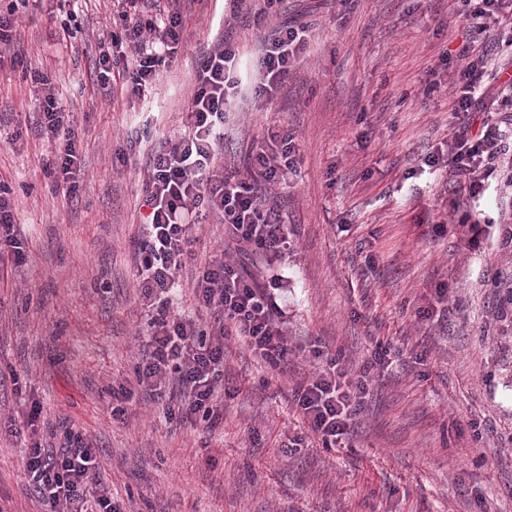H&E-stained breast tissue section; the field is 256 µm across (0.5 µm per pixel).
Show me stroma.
<instances>
[{"label":"stroma","mask_w":512,"mask_h":512,"mask_svg":"<svg viewBox=\"0 0 512 512\" xmlns=\"http://www.w3.org/2000/svg\"><path fill=\"white\" fill-rule=\"evenodd\" d=\"M112 2L68 0L69 27L57 0H42L0 50V181L27 252L0 270V512H41L26 450L60 444L63 427L93 441L124 512H512V251L494 238L465 250L443 172L418 169L451 132L457 51L471 35L459 0H289L288 18L310 25L307 52L275 97L248 87L233 102L218 162L244 171L268 130L294 136L297 170L277 190L295 239L282 259L293 351L280 371L228 343L235 392L212 431L167 422L165 399L134 388L148 316L131 249L146 160L184 130L224 0H179L188 47L143 98L92 74ZM35 70L78 134L73 197L49 170L63 140L40 128ZM195 236L173 305L190 316L191 282L224 226L209 217ZM441 300L447 326L418 317ZM380 345L388 370L346 445L324 448L289 403L292 386L331 357L358 374ZM124 387L135 394L116 420ZM294 436L303 444L285 454Z\"/></svg>","instance_id":"obj_1"}]
</instances>
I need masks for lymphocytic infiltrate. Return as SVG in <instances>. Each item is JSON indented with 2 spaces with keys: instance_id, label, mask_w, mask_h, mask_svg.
Wrapping results in <instances>:
<instances>
[{
  "instance_id": "lymphocytic-infiltrate-1",
  "label": "lymphocytic infiltrate",
  "mask_w": 512,
  "mask_h": 512,
  "mask_svg": "<svg viewBox=\"0 0 512 512\" xmlns=\"http://www.w3.org/2000/svg\"><path fill=\"white\" fill-rule=\"evenodd\" d=\"M121 30L113 34V53H100L95 73L101 87L122 82L142 96L159 74L188 47L180 12L157 15L155 0H117ZM474 34L459 51L452 93V128L444 149L426 153L425 166L445 170L446 183L467 201L483 194L489 179L512 170V68L495 63L500 42L494 32L512 26V0H462ZM308 28L290 21L273 26L258 59L256 94L274 97L307 49ZM239 49L231 35L212 41L196 67V91L183 134L164 140L145 166L143 185L151 208L136 243L138 285L150 313L147 342L135 371L140 391L168 390L167 421H203L207 429L224 420L216 394L224 389V346L244 339L251 354L273 368H285L291 352L288 336L286 279L280 260L290 251L288 226L281 219L274 187L286 184L296 166L292 136L268 131L250 157L246 177L216 165L224 139V112L237 92ZM42 109L44 133L60 136L64 148L54 163L56 186L75 193L78 166L76 135L47 79L33 73ZM214 215L234 244L230 253L209 261L193 283L196 309L209 324L173 314L172 295L179 282L185 247L205 215ZM10 186L0 184V263L19 266L26 254L14 233ZM257 255L267 263L265 281L245 273L241 256ZM389 351H375L356 380L346 378L336 360L297 382L292 402L323 447L349 438L375 378L389 367ZM26 468L48 512H85L95 498L98 512H120L96 473V448L81 434L65 431L58 454L44 455L33 446Z\"/></svg>"
}]
</instances>
